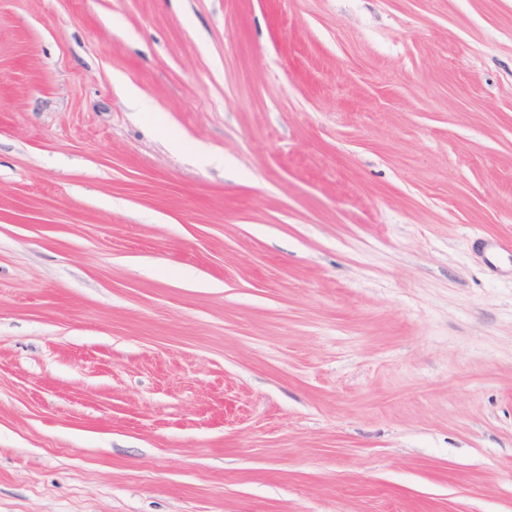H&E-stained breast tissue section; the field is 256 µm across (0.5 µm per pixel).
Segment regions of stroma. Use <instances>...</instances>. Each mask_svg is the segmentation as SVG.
Returning a JSON list of instances; mask_svg holds the SVG:
<instances>
[{
	"mask_svg": "<svg viewBox=\"0 0 512 512\" xmlns=\"http://www.w3.org/2000/svg\"><path fill=\"white\" fill-rule=\"evenodd\" d=\"M511 240L512 0H0V512H512Z\"/></svg>",
	"mask_w": 512,
	"mask_h": 512,
	"instance_id": "1",
	"label": "stroma"
}]
</instances>
